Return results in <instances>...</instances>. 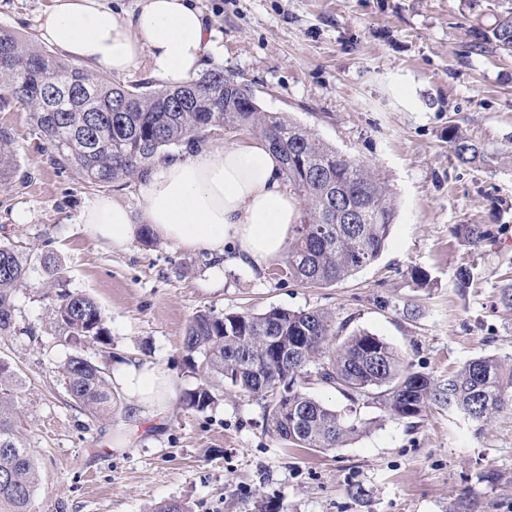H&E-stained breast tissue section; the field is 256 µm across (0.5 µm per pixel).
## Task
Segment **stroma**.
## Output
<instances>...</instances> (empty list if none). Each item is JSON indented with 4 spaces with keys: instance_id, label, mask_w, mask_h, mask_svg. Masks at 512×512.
I'll use <instances>...</instances> for the list:
<instances>
[{
    "instance_id": "35a3bbf8",
    "label": "stroma",
    "mask_w": 512,
    "mask_h": 512,
    "mask_svg": "<svg viewBox=\"0 0 512 512\" xmlns=\"http://www.w3.org/2000/svg\"><path fill=\"white\" fill-rule=\"evenodd\" d=\"M50 3L0 0V26L37 35ZM198 4L224 37L225 76L246 84L264 110L374 167L392 191L394 224L376 262L322 288L279 276L280 257L221 266L160 238L112 250L78 217L102 195L139 212V183L86 188L54 165L28 112L0 106L13 150L0 185V243L31 257L30 279L13 293L11 328L0 331V363L17 380L23 438L37 465L33 512H153L170 501L189 512H448L464 491L512 512V414L477 432L444 407L397 420L363 405L371 429L325 451L286 446L267 432L258 401L227 386L206 411L181 406L195 385L182 340L200 310L320 309L340 336L373 333L438 380L478 356H512V309L500 301L512 283V56L472 48L493 22L488 0ZM452 124L480 144L479 161L449 155ZM459 224L495 233L464 291L454 278L466 252L453 233ZM45 254L59 264L56 279ZM217 266L224 277L216 283ZM417 269L428 285L415 283ZM64 291L90 295L106 316L111 344L86 345L85 357L106 369L116 356L146 359L171 376L173 398L139 419L138 433L127 432L135 417L126 399L99 419L69 395L59 367L72 349L50 316ZM123 433L127 447H114ZM489 466L506 476L493 489L476 479Z\"/></svg>"
}]
</instances>
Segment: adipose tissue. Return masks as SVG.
I'll list each match as a JSON object with an SVG mask.
<instances>
[{"mask_svg":"<svg viewBox=\"0 0 512 512\" xmlns=\"http://www.w3.org/2000/svg\"><path fill=\"white\" fill-rule=\"evenodd\" d=\"M40 30L58 50L106 73L123 74L143 62L171 85L194 79L204 62L224 61L223 37L197 0H140L138 12L126 18L107 0H52ZM140 209L133 216L127 205L102 196L79 222L115 250L127 248L145 223L177 248L217 258L226 242H234L239 259L260 265L283 253L300 215L279 157L258 138L230 146L204 143L187 157L160 163L140 187ZM112 379L140 416L174 393L167 371L148 360H115Z\"/></svg>","mask_w":512,"mask_h":512,"instance_id":"1","label":"adipose tissue"}]
</instances>
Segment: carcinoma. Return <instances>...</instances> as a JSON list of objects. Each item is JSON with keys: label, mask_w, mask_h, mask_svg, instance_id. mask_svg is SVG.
<instances>
[{"label": "carcinoma", "mask_w": 512, "mask_h": 512, "mask_svg": "<svg viewBox=\"0 0 512 512\" xmlns=\"http://www.w3.org/2000/svg\"><path fill=\"white\" fill-rule=\"evenodd\" d=\"M495 23L473 48L512 55V0H495ZM0 86L25 106L58 166L90 188L146 180L157 160L190 150L215 128L265 138L282 160L288 188L303 204L284 261L288 279L332 286L374 263L395 219L389 188L372 167L339 153L282 112L261 108L246 85L215 68L182 85H125L66 62L0 26ZM11 137L0 132V182L10 169ZM448 149L461 164L483 150L459 126L448 127ZM457 237L478 255L491 239L485 224H462ZM29 278L28 257L0 243V329L11 325L13 291ZM75 349L61 366L69 395L93 416L110 417L115 394L102 368L85 358L89 343L108 345L105 315L85 294L64 293L51 310ZM185 362L197 380L182 394L187 410L204 411L221 383L261 404L267 432L291 448L336 450L366 433L373 421L354 405L372 404L394 419L446 406L481 428L512 412V362L480 356L435 381L384 339L359 331L336 343L323 310L272 308L264 313L196 312L183 339ZM286 379L285 396L267 395ZM334 388L353 407L341 414L313 398L309 385ZM38 489L36 464L21 437L13 374L0 364V512H30ZM483 502L460 493L448 512H482Z\"/></svg>", "instance_id": "obj_1"}]
</instances>
